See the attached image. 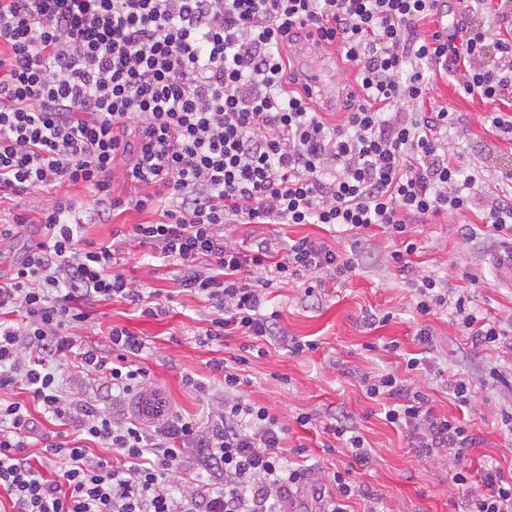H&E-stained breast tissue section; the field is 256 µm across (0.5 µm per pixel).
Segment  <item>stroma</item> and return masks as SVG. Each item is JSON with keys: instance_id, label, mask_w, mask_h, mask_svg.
<instances>
[{"instance_id": "stroma-1", "label": "stroma", "mask_w": 512, "mask_h": 512, "mask_svg": "<svg viewBox=\"0 0 512 512\" xmlns=\"http://www.w3.org/2000/svg\"><path fill=\"white\" fill-rule=\"evenodd\" d=\"M430 103L458 113L461 121L450 134L458 143L464 166L481 167L486 189L500 192V174L512 170V138L491 128L488 112L512 111V98L493 105L466 95L457 81L435 75L429 91ZM73 198L85 222L83 236L95 244H110L115 231H129L131 225L156 222L162 214L154 209L128 210L107 223L95 216L93 196L82 187H61L54 194L28 192L0 201V216L23 213L31 217L20 238L0 241V266L12 268L22 257L26 244L43 240L44 232L35 219L50 196ZM371 246L358 260L355 275L347 281L322 276L313 295H305L299 284H277L270 290L268 310L277 311L279 325L289 340L310 343L301 354L289 352L286 343L267 344V353L252 358L243 370L247 399L267 407L289 428L286 447L304 445L308 463L319 480H326L334 468L349 463L343 450L323 452L331 442L326 432L332 418L351 417L371 450L367 465H352V479L368 488L377 500L379 512H460L465 489L450 480L448 451L416 448L407 430L390 424L381 405L366 394L368 384L382 374L405 376L408 385L424 386L431 405L442 417L465 416L478 443L465 452L462 466L478 468L496 463L512 469V436L500 428L501 415L512 411V348L476 350L462 336L449 311H439L425 323L431 327L432 348L418 344L415 334L423 321L414 311L416 295L409 286L412 272L435 274L449 295H467L478 316L512 326V288L496 278L492 259L506 251L501 240L488 237L481 219L480 205L458 214H442L425 223L412 225L409 236L417 253L409 258L407 271H400L391 255L401 249V237L388 230H371ZM334 242L337 250L349 252L351 241L333 237L320 224H240L233 238L241 246L265 239L278 244L301 237ZM125 267L129 279L156 292L164 312L151 318L138 316L123 301L98 303L88 321L73 331L78 344L106 348L112 326L128 328L147 339L140 361L151 374L155 387L163 389L173 409L207 414L224 395V386L215 376L211 362L237 354L242 337L202 344L200 333L209 325L215 310L203 298L185 290L175 266L153 257L150 246L130 243ZM389 314V322L372 325L367 313ZM396 342L389 352L385 343ZM423 359L425 372H407L406 358ZM499 370L502 381H494L490 370ZM465 376L471 386L472 401L466 407L448 394L453 374ZM206 383L207 392L194 391L186 378ZM314 417L312 424L300 426L302 414ZM350 464V463H349Z\"/></svg>"}]
</instances>
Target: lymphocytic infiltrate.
Returning a JSON list of instances; mask_svg holds the SVG:
<instances>
[{
	"instance_id": "obj_1",
	"label": "lymphocytic infiltrate",
	"mask_w": 512,
	"mask_h": 512,
	"mask_svg": "<svg viewBox=\"0 0 512 512\" xmlns=\"http://www.w3.org/2000/svg\"><path fill=\"white\" fill-rule=\"evenodd\" d=\"M484 4L449 12L443 38L422 28L439 0H0V200L67 185L92 193L105 218L160 209L161 221L133 225L132 237L211 301L208 339H247L232 359L214 360L224 400L207 416L115 419L150 384L137 362L146 342L115 326L103 350L77 345L71 331L101 301H127L144 317L162 309L126 276L125 240L84 241L75 202L53 200L38 217L47 239L0 275V311L24 313L0 321V391H27L83 441H45L61 459L45 477L25 453L37 430L27 405L0 402V488L12 512H289L315 487L314 470L290 461L306 447L285 451L287 426L244 398L240 368L277 334L268 288L318 274L345 280L357 265L308 237L282 259L265 241L246 253L231 229L323 224L362 250L371 226L402 235L478 201L490 236L511 238L512 191L487 194L446 136L458 115L425 106L436 71L487 103L512 95V40L498 36L512 28V0ZM302 40L337 45L356 71L339 123L298 88L288 51ZM117 179L133 193L115 194ZM412 286L417 314L452 310L473 347L512 340L435 275L418 273ZM61 362L105 390L111 408L62 395L51 369ZM368 394L419 447L459 459L477 442L395 374ZM94 444L110 458L94 456ZM174 470L193 477L192 495L169 480ZM478 476L464 512H512V476L490 464Z\"/></svg>"
}]
</instances>
